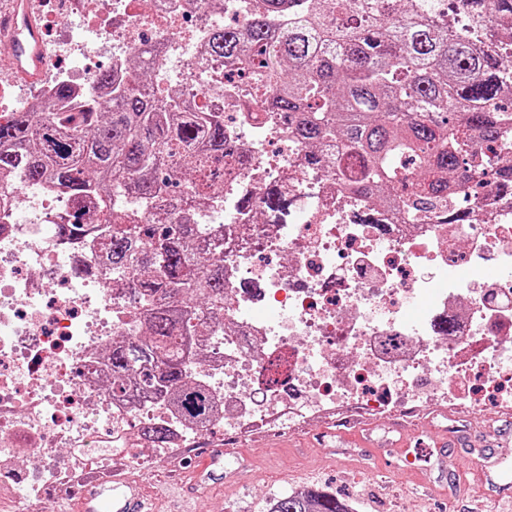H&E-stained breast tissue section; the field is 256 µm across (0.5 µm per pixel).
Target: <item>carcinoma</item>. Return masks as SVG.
<instances>
[{
	"instance_id": "1",
	"label": "carcinoma",
	"mask_w": 512,
	"mask_h": 512,
	"mask_svg": "<svg viewBox=\"0 0 512 512\" xmlns=\"http://www.w3.org/2000/svg\"><path fill=\"white\" fill-rule=\"evenodd\" d=\"M454 28L422 0H256L242 25L212 28L210 55L266 91L307 168L328 164L349 193L407 223H464L458 203L493 179L512 192V0H449ZM108 99L56 89L58 108L0 115V171L50 182L95 224L112 277L134 278L146 337L112 346V387L138 404L173 399L192 420L213 402L194 386L198 327L224 335V239L208 223L210 178L224 161V107L149 98L138 69L98 74ZM319 490L286 493L269 512H351Z\"/></svg>"
}]
</instances>
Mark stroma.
I'll use <instances>...</instances> for the list:
<instances>
[{
  "instance_id": "35a3bbf8",
  "label": "stroma",
  "mask_w": 512,
  "mask_h": 512,
  "mask_svg": "<svg viewBox=\"0 0 512 512\" xmlns=\"http://www.w3.org/2000/svg\"><path fill=\"white\" fill-rule=\"evenodd\" d=\"M394 414L371 418L376 445L362 448L338 433L334 420L305 426L285 435L265 433L233 439L213 432L202 445L229 448L224 480L212 483L193 512H264L271 495L286 490H324L361 505L360 512H500L497 501L483 498L470 463L459 447L432 456L419 472L384 475L378 467L389 457V441L397 439ZM447 427L449 436L483 442L512 459V445L501 448L499 432L512 430V411L484 407L447 417L432 410L415 416L417 438L430 439Z\"/></svg>"
}]
</instances>
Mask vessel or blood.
<instances>
[{
	"label": "vessel or blood",
	"mask_w": 512,
	"mask_h": 512,
	"mask_svg": "<svg viewBox=\"0 0 512 512\" xmlns=\"http://www.w3.org/2000/svg\"><path fill=\"white\" fill-rule=\"evenodd\" d=\"M45 30L34 13L33 0H9L0 8V58L14 75L29 84L38 83L44 72ZM224 448L208 446L192 456L197 482L224 478ZM476 474L485 497L512 505V471L500 461L480 462ZM168 496L170 512H185L194 494L179 481L160 480L154 488L142 483H121L110 472L86 470L79 489L66 493L67 512H156L159 496Z\"/></svg>",
	"instance_id": "vessel-or-blood-1"
}]
</instances>
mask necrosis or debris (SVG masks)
<instances>
[{
	"label": "necrosis or debris",
	"instance_id": "1",
	"mask_svg": "<svg viewBox=\"0 0 512 512\" xmlns=\"http://www.w3.org/2000/svg\"><path fill=\"white\" fill-rule=\"evenodd\" d=\"M38 0L47 19L71 18L45 49L49 68L32 93L0 77V100L26 112L69 82L96 91L107 69L173 73L187 98L224 97L233 149L213 183L224 227V334L196 367L219 408L185 423L165 403L133 407L113 395L103 357L128 341L137 315L91 238L60 222L95 215L62 189L0 177V483L20 480L28 512H48L49 489L111 451L124 470L146 468L221 427L246 438L295 431L356 409L371 416L480 403L512 410V198L486 184L464 224H404L371 199L344 194L272 112H242L235 84L197 81L215 69L211 27L238 16L237 0ZM285 188L291 222L269 224L257 200ZM498 268L500 277L488 275ZM454 331L442 334L441 324ZM281 364L278 384L268 381ZM170 436L146 454L141 428Z\"/></svg>",
	"mask_w": 512,
	"mask_h": 512
}]
</instances>
